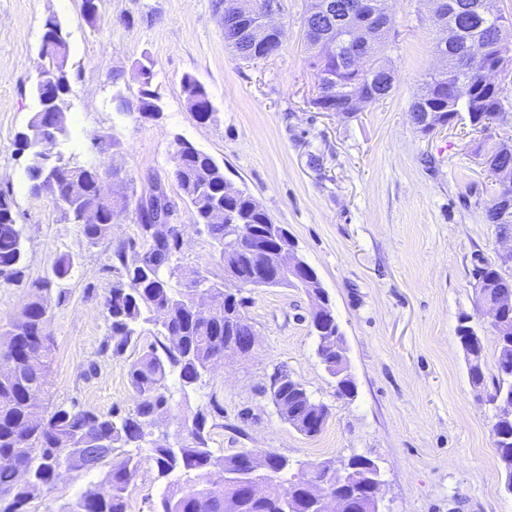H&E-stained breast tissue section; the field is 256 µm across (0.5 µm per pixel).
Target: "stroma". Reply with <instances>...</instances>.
I'll list each match as a JSON object with an SVG mask.
<instances>
[{
  "label": "stroma",
  "mask_w": 512,
  "mask_h": 512,
  "mask_svg": "<svg viewBox=\"0 0 512 512\" xmlns=\"http://www.w3.org/2000/svg\"><path fill=\"white\" fill-rule=\"evenodd\" d=\"M391 31L382 50L398 74L383 101L348 115L318 108L319 74L307 60L306 0H282L280 50L246 62L224 44L222 0H99L89 22L82 0H0V190L9 192L24 227L22 282L0 283V325L29 301L53 263L73 266L52 289L55 356L49 402L98 412L135 405L128 370L155 342L144 324L135 346L105 351V299L124 277L115 251L134 258L137 208L160 185L181 227L184 287L194 271L223 277L212 240L200 233L174 175L178 141L211 155L226 178L247 192L293 237L316 271L343 332L357 393L336 395L316 353L313 301L301 288L252 292L247 314L258 344L217 367L189 395H175L167 422L217 401L209 446L222 458L243 449L273 450L291 471L310 473L354 454L374 460L383 480L382 512H512L491 433L495 408L472 387L456 328L468 315L483 338L487 365L497 339L477 314L472 272L503 250L485 221L491 177L462 125L431 133L413 123L410 104L436 66V31L425 0H391ZM67 34L72 92L66 132L50 151L97 167L102 189L125 196L111 231L89 243L51 195H32L19 133L38 109L35 78L47 21ZM153 63L150 77L139 65ZM192 75L207 89L216 117L199 123L182 88ZM154 92L153 117L117 110L115 98ZM285 370L330 409L324 429L308 437L277 415L270 380ZM103 470L62 471L35 493L28 512H63L78 493L99 488ZM148 450L127 494V512H155L165 491Z\"/></svg>",
  "instance_id": "1"
}]
</instances>
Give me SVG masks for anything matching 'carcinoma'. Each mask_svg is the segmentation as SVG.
<instances>
[{"label":"carcinoma","instance_id":"cac0c4a2","mask_svg":"<svg viewBox=\"0 0 512 512\" xmlns=\"http://www.w3.org/2000/svg\"><path fill=\"white\" fill-rule=\"evenodd\" d=\"M502 17L485 22L484 28H474L447 41L448 61L444 72L428 73L413 95L410 112H425L448 103V86L457 85V69L468 65L469 45L475 38L486 39L489 56L498 54ZM47 42L41 58L43 69L51 75L46 84H36L35 94L41 107L52 109L57 133H65L64 104L70 92L67 70V34L55 21L46 24ZM310 65L324 74L325 84L314 104L324 110H339L345 100V90L378 83L380 76L373 69H357L346 61L348 32L337 29L325 37L320 33L305 34ZM224 44L244 61L265 59L277 53L282 42L270 38L252 48L251 42L240 37V30L224 26ZM188 108L207 111L209 94L197 79L186 75L182 79ZM499 103L475 106L464 99L459 109L451 113L449 122L467 121L475 132H484L498 118ZM64 163L45 162L27 168L29 190L35 195L47 193L62 206L65 215L76 222L79 210L65 197ZM88 201L98 197L101 172L95 167H77ZM176 180L193 207L195 223L214 240L219 259L230 246L227 224L248 227L253 250L238 254L236 275L243 287L224 298V284L213 279L210 287L196 288L189 282L183 289L172 287L175 257L181 251L180 237L172 234L156 238L150 225L138 224L142 251L136 253L132 264H126L125 248L117 257L125 264L126 280L112 285L106 297L110 335L104 349L121 355L137 343L136 327L147 313L166 309L156 323L160 339L151 344L130 364L128 377L138 397L134 409L122 414L114 409L107 413L81 408L75 404L58 405L52 410L43 406L49 392L48 374L54 358L55 345L48 331L52 312L51 286L53 280L65 278L72 266L68 257L59 258L52 277L35 284L36 292L20 313L5 327H0V350H6L14 360L10 373H0V458H12L29 472L31 486L17 485L14 471L0 467V499L9 500L0 512H28L26 506L34 491L52 485L61 470L80 468L91 470V452L114 457L124 448H146L151 453L159 476L170 480L169 490L160 501L158 512H317L312 497L318 489L323 472L314 477L289 474L286 457L265 450L258 453L253 466L245 465L239 452L222 460L215 459L207 438V416L201 409L183 418L175 443L168 438L158 439L156 428L163 424L172 407L174 394L169 377L178 376L181 390L186 392L203 382L212 359L224 352V345L253 334L254 327L244 315L250 298L243 295L252 289L256 250L270 242L271 218L253 206L252 198L239 192L229 194L231 182L224 168L209 154L192 145L175 157ZM128 202L121 200L102 208L98 224H84L85 238L94 243L105 236L112 224L125 212ZM227 209L226 219L214 222L211 212ZM9 196L0 192V280L14 283L21 280L25 268L23 227ZM485 221L495 226L501 236L512 234V222H499L495 204L485 210ZM479 279L481 302L497 308L508 328L496 330L497 358L491 375L492 399L512 403V307L505 301L512 298V276L497 264L484 263L474 269ZM219 305L226 310V321L216 322L205 315L204 308ZM317 333V354L330 375L336 374V353L324 347V341L336 332V318L314 323ZM457 337L466 355L469 379L473 387H485V358L483 337L463 316L457 326ZM286 383L274 397L283 400L288 410V423L308 437L318 435L329 417V408L311 400L305 388L282 373ZM495 447L500 459L505 487L512 492V418L495 414ZM262 469V478L277 484L281 490L272 498L253 499L246 495L243 484L253 469ZM138 462L132 457L112 463L106 475V489L85 491L75 498L66 512H127L126 492L133 483Z\"/></svg>","mask_w":512,"mask_h":512}]
</instances>
